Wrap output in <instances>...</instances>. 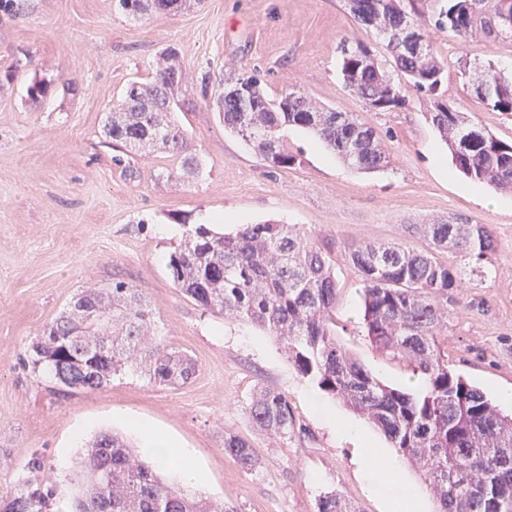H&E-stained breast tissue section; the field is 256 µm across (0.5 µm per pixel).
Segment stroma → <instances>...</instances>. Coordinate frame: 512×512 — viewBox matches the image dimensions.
<instances>
[{
  "label": "stroma",
  "mask_w": 512,
  "mask_h": 512,
  "mask_svg": "<svg viewBox=\"0 0 512 512\" xmlns=\"http://www.w3.org/2000/svg\"><path fill=\"white\" fill-rule=\"evenodd\" d=\"M445 66L443 96L497 138L512 141V116L492 110L474 90L487 63L512 70V39L461 42L430 31ZM370 43L388 73L386 45L351 15L345 0H195L132 18L116 0H0V500L18 483L53 492L51 512H73L78 459L88 441L114 431L139 443L134 417L188 449L199 473L192 490L237 512H315L335 490L358 512H397L436 501L419 475L397 459L362 416L303 378L276 341L252 323L205 312L176 288L169 256L207 216L224 231L273 220L297 225L329 246L338 281L335 333L379 380L407 386L405 363L379 355L360 323L362 283L344 260L350 246L399 243L423 247L408 225L467 216L489 225L497 249L478 264L447 259L464 272L448 296V365L489 398L512 388V193L487 203L468 193L438 133L426 120L429 99L403 85L404 108L375 112L345 89L341 47ZM176 48L184 79L174 118L196 156L195 173L178 156L146 153L134 170L114 161L106 113L128 81L152 79L155 63ZM258 76L269 97L300 93L372 127L390 157L376 172H357L309 132L291 127L283 143L295 166L274 170L214 107L228 66ZM210 75L208 95L200 81ZM52 87L31 100L37 80ZM123 280L150 303L168 341L188 351L198 371L164 387L126 370L93 391L57 393L53 380L23 359L46 324L81 288ZM287 395L297 433L274 440L255 430L248 406L255 390ZM363 431L378 465L399 477L365 485L358 444L342 427ZM247 438L261 465L242 471L224 452L225 434ZM40 470L27 472L31 457Z\"/></svg>",
  "instance_id": "obj_1"
}]
</instances>
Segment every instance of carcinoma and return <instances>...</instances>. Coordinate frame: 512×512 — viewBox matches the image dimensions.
Wrapping results in <instances>:
<instances>
[{
	"mask_svg": "<svg viewBox=\"0 0 512 512\" xmlns=\"http://www.w3.org/2000/svg\"><path fill=\"white\" fill-rule=\"evenodd\" d=\"M136 18L158 0H118ZM354 19L385 42L396 68L417 91L436 98L427 119L448 146L455 168L495 192H512V142L473 125L437 100L444 66L427 38L431 27L458 40L477 34L512 38V7L502 0H435L429 16H413L396 0H346ZM425 51H414L417 43ZM343 82L367 106L380 111L405 107V97L358 41L342 50ZM182 75L178 52L164 53L152 80L128 82L108 108L104 134L131 154L142 150L179 155L185 134L171 119L178 104L171 73ZM481 81L494 94L479 96L492 109L512 114V75L488 63ZM224 129L240 136L271 168H288L280 132L295 126L312 132L348 167L374 172L388 166L376 132L353 112L328 110L296 93L271 98L254 75L225 79L216 100ZM426 242L422 249L400 244H365L345 255L363 282L362 325L379 352L404 361L425 379L416 389L392 388L376 378L340 344L331 323L337 282L328 255L288 224H241L231 233L200 225L169 257L174 284L205 311L250 322L271 335L298 372L363 416L383 433L430 487L439 512H512V414L503 413L484 392L448 367V294L461 273L444 253L452 250L479 263L496 251L486 224L461 215L451 221L410 224ZM26 362L57 384L100 389L112 375L133 368L160 386L184 384L197 364L170 345L152 309L126 281L112 288H83L68 308L47 324ZM252 426L272 439L295 432L288 397L274 390L255 393L248 407ZM224 453L245 471L260 460L249 441L224 435ZM83 480L77 512H237L167 483L159 468L134 446L109 431L98 433L80 460ZM48 498L25 482L0 502V512H49ZM316 512H356L344 496H319Z\"/></svg>",
	"mask_w": 512,
	"mask_h": 512,
	"instance_id": "carcinoma-1",
	"label": "carcinoma"
}]
</instances>
